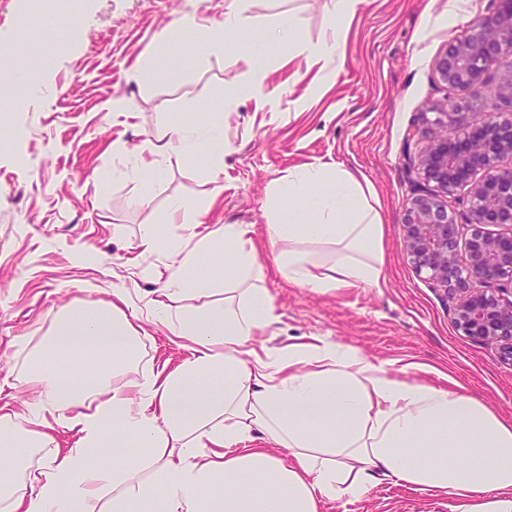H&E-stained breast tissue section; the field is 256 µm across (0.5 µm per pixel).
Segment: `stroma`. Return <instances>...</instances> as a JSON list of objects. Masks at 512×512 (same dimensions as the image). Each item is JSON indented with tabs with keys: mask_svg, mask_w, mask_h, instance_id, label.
<instances>
[{
	"mask_svg": "<svg viewBox=\"0 0 512 512\" xmlns=\"http://www.w3.org/2000/svg\"><path fill=\"white\" fill-rule=\"evenodd\" d=\"M363 0L349 27L341 62L287 59L241 31L219 51L171 54L158 34L184 8L217 20L235 0H85L78 31L65 26L35 34L21 14L24 0H0V57L23 67L44 44L62 43L39 85L0 98V380L23 379L29 356L52 334L59 308L105 298L123 281L152 290L156 257H128L145 228L171 239L172 201L192 199L205 226L249 224L259 259L271 264L266 225L270 183L312 161L341 163L375 189L385 226V284L319 294L267 275L262 283L279 314L260 336L276 349L317 336L358 349L375 363L410 366V378L474 393L512 419V363L497 346L462 336L453 303L408 263L400 221L418 175L407 135L422 112L447 95L434 63L451 37L485 14L492 0ZM267 22L291 17L303 40L328 28L324 0H244ZM267 71L269 103L241 98L231 108L217 91L240 82L250 65ZM143 70L140 83L127 80ZM125 98L132 118L110 112ZM173 121L220 122L231 144L224 173L213 180L206 153L172 156L144 206H132L142 181L117 149L148 151L160 115ZM23 151L27 168L15 163ZM223 183L213 195L215 183ZM451 496H434L390 481L359 501L323 512H450Z\"/></svg>",
	"mask_w": 512,
	"mask_h": 512,
	"instance_id": "35a3bbf8",
	"label": "stroma"
}]
</instances>
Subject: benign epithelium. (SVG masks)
<instances>
[{
  "label": "benign epithelium",
  "mask_w": 512,
  "mask_h": 512,
  "mask_svg": "<svg viewBox=\"0 0 512 512\" xmlns=\"http://www.w3.org/2000/svg\"><path fill=\"white\" fill-rule=\"evenodd\" d=\"M512 62V0L495 7L463 34L448 41L435 61L440 82L455 95L480 100L488 65ZM497 111L471 123L465 112L422 113L409 140L419 147L417 170L425 186L405 207L401 226L408 262L455 301L456 329L474 341L495 344L512 362V299L500 286H512V230L490 235L486 225L512 227V74ZM466 188L455 213L448 198ZM472 227L465 261L458 257L459 223Z\"/></svg>",
  "instance_id": "benign-epithelium-1"
}]
</instances>
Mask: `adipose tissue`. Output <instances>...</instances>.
<instances>
[{
    "instance_id": "adipose-tissue-1",
    "label": "adipose tissue",
    "mask_w": 512,
    "mask_h": 512,
    "mask_svg": "<svg viewBox=\"0 0 512 512\" xmlns=\"http://www.w3.org/2000/svg\"><path fill=\"white\" fill-rule=\"evenodd\" d=\"M361 0H333V22L318 41L301 40L289 18L267 27L289 57H343ZM248 22L241 11L204 23L186 11L159 38L173 50L220 48ZM224 128L162 124L149 157L134 164L147 203L172 155L223 158ZM268 239L276 272L319 293L384 284L383 225L371 185L339 164L309 162L273 180ZM140 254L157 255L156 288L140 325L127 316L134 291L63 311L30 359L34 402L0 404V512H321L362 498L392 479L451 496L452 512H512V421L478 397L411 382L357 349L315 337L279 350L255 348L278 320L253 229L227 224L174 243L153 228ZM224 276L203 278L204 258ZM223 302H214L216 292ZM163 328L184 351L179 363L135 366L141 325ZM107 337L71 353L79 338ZM75 434L61 448L57 429ZM122 447L108 464L107 447ZM287 457H280V450ZM37 456L36 465L25 462Z\"/></svg>"
}]
</instances>
